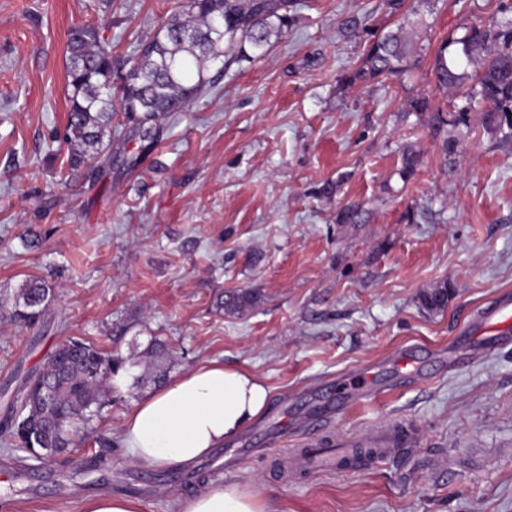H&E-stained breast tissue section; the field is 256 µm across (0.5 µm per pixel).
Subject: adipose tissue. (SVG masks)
<instances>
[{
  "mask_svg": "<svg viewBox=\"0 0 512 512\" xmlns=\"http://www.w3.org/2000/svg\"><path fill=\"white\" fill-rule=\"evenodd\" d=\"M269 390L254 374L213 362L185 373L136 402L122 423V444L135 461L193 466L232 440L264 411ZM180 512H270L238 483L206 489Z\"/></svg>",
  "mask_w": 512,
  "mask_h": 512,
  "instance_id": "ef3b65f1",
  "label": "adipose tissue"
}]
</instances>
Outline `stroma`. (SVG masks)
Segmentation results:
<instances>
[{"label":"stroma","instance_id":"1","mask_svg":"<svg viewBox=\"0 0 512 512\" xmlns=\"http://www.w3.org/2000/svg\"><path fill=\"white\" fill-rule=\"evenodd\" d=\"M181 2L0 0V391L72 338L133 363L72 463L22 475L0 452V512H80L101 492L177 512L230 482L272 512H512V342L459 341L512 293V140L479 128L449 158L407 105L448 108L434 54L502 0H423L406 72L351 85L367 44L400 17L386 0H289L283 36L209 71L189 111L163 120L156 149L138 153L121 127L100 183L69 173L71 28L98 26L124 58ZM407 148L420 162L404 181ZM353 202L363 223H337ZM30 277L54 288L31 327L7 312ZM444 281L445 310L424 309L421 293ZM238 289L261 301L225 315L218 301ZM156 338L171 350L168 378L216 361L270 390L255 422L189 469L138 463L121 443L124 414L154 390L136 378ZM406 351L427 363L411 377L396 368ZM365 366L373 395L338 396ZM384 431L407 442L374 462L294 463L298 449ZM98 455L104 465L87 470Z\"/></svg>","mask_w":512,"mask_h":512}]
</instances>
